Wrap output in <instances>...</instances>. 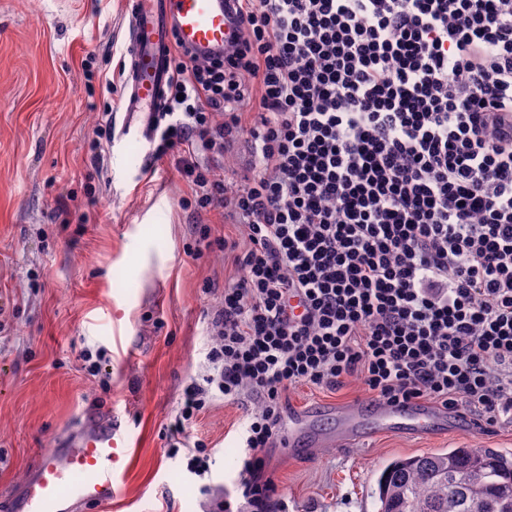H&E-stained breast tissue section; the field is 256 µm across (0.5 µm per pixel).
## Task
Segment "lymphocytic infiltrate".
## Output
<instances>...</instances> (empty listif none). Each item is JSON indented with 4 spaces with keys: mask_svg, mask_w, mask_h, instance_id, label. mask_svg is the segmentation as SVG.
Segmentation results:
<instances>
[{
    "mask_svg": "<svg viewBox=\"0 0 512 512\" xmlns=\"http://www.w3.org/2000/svg\"><path fill=\"white\" fill-rule=\"evenodd\" d=\"M221 59L173 57L157 157L223 213L234 271L170 448L214 394L262 407L241 440L250 512L292 386L512 424V0H236ZM252 163L236 190L217 164ZM206 154L209 166L197 156ZM249 153L244 143L235 146L231 153L224 156V166L221 173L226 174V177L238 180L237 177L243 172L248 165Z\"/></svg>",
    "mask_w": 512,
    "mask_h": 512,
    "instance_id": "lymphocytic-infiltrate-1",
    "label": "lymphocytic infiltrate"
}]
</instances>
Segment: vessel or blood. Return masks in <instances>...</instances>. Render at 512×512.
<instances>
[{"label": "vessel or blood", "mask_w": 512, "mask_h": 512, "mask_svg": "<svg viewBox=\"0 0 512 512\" xmlns=\"http://www.w3.org/2000/svg\"><path fill=\"white\" fill-rule=\"evenodd\" d=\"M130 15L125 90L120 101L126 142L145 144L156 133V120L167 100L176 47L209 60L233 49V0H128ZM381 428L405 427L427 433L446 424V409L417 403L395 408L384 403L338 409L339 437L350 441L364 419ZM128 455L126 437L111 414L80 420L60 447L45 448L22 482L17 497H5L6 512H75L93 504L110 512L120 469Z\"/></svg>", "instance_id": "1"}]
</instances>
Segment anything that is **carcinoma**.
Wrapping results in <instances>:
<instances>
[{"label":"carcinoma","mask_w":512,"mask_h":512,"mask_svg":"<svg viewBox=\"0 0 512 512\" xmlns=\"http://www.w3.org/2000/svg\"><path fill=\"white\" fill-rule=\"evenodd\" d=\"M378 512H512V452L449 448L390 461Z\"/></svg>","instance_id":"obj_1"}]
</instances>
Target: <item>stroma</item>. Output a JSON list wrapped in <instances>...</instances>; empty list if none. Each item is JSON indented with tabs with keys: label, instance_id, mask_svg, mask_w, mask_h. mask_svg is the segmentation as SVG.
<instances>
[{
	"label": "stroma",
	"instance_id": "35a3bbf8",
	"mask_svg": "<svg viewBox=\"0 0 512 512\" xmlns=\"http://www.w3.org/2000/svg\"><path fill=\"white\" fill-rule=\"evenodd\" d=\"M128 29L125 0H0V490L19 485L82 413L108 405L131 446L112 512H221L227 499L240 508L239 436L256 400L215 396L188 430L190 447L167 440L186 387L206 372L230 226L197 214L172 158L152 147L116 137L103 165L90 161L99 112L122 122L102 81ZM84 212L92 223H80ZM203 224L211 245L198 252ZM288 401L328 432L336 404L370 397L351 380L300 384ZM289 425L282 416L262 453L275 512H375L376 478L393 458L512 449V425L477 427L467 415L423 435L368 420L354 444L313 450L281 446ZM201 450L211 463L199 476L187 463Z\"/></svg>",
	"mask_w": 512,
	"mask_h": 512
}]
</instances>
